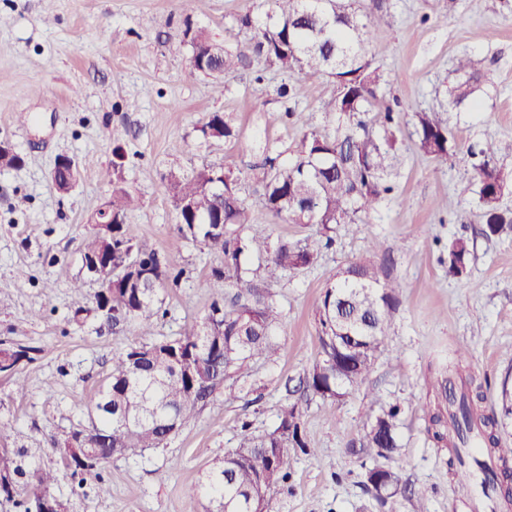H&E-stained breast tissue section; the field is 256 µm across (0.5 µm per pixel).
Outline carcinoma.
<instances>
[{"label":"carcinoma","mask_w":512,"mask_h":512,"mask_svg":"<svg viewBox=\"0 0 512 512\" xmlns=\"http://www.w3.org/2000/svg\"><path fill=\"white\" fill-rule=\"evenodd\" d=\"M381 0H366L362 9L355 0H271L269 21L256 23L251 16L239 19L240 26L251 31L255 53L276 70L292 74H326V91L338 107L337 128L333 135L311 131L304 135L297 159L284 166H269L261 171L264 182V208L275 217H286L295 224H319L326 243L337 224H347L353 232L361 231L358 213L372 208L394 188L387 176L394 166L396 135L392 109L384 104L383 79L368 57V26L359 11L375 16ZM191 69L208 73L217 61L224 75L230 76L243 66V58L229 50L210 52L211 43L202 33L189 40ZM457 71L463 78L450 91L451 103L471 102L481 90V76L469 58L459 60ZM364 112L376 113L379 132L369 129L358 118ZM205 126L218 136L234 138V128L220 112L212 113ZM414 128L420 151L437 160L454 155L455 138L448 123L437 112L414 113ZM123 131L112 129V168L104 178L121 180L125 156L121 142ZM512 154V141L487 142L472 163V174L483 234L488 237H512V211L500 207L502 190L512 187V171L498 164L499 155ZM221 167L199 170L191 176L170 175L168 191L183 223L177 225L182 238L203 244L224 256V268L213 277L240 288L230 302L215 300L209 313H220L212 325L199 323L181 334L155 342L136 336L122 350L112 355L107 382L89 400L99 429V460L86 463L76 457L62 458L71 478L81 488L96 484L97 493L107 495L109 486L100 475L101 467L112 461L114 447L161 448L168 440L170 418L183 426L204 407L224 380L238 374L245 362L256 355L272 356L276 348L271 331L279 313L273 299L258 289L249 271L242 267L240 255L248 249L265 257L263 270L273 278L280 271L298 270L314 264L316 254L308 246L288 241L275 244L254 234L242 242L245 208L239 195L238 179L217 183L213 175ZM136 197L123 187L112 192V294L106 299L110 313L105 321L117 327L135 320L144 327L167 314L160 289L178 283L182 271L154 252L140 249L128 236L124 217L133 208ZM132 256L140 258V269L127 270ZM470 246L456 238L448 244V272L461 277L466 271ZM392 258L382 254L351 263L354 272L365 280H382L385 306H375L358 295L360 284L354 279L331 281L315 305L321 326L332 324L338 330L342 351L327 349L322 353L346 363L345 379L338 380L332 369L318 360L307 376V386L323 398L334 399L342 391L360 386L370 373L381 339L399 304V288L388 279ZM36 348L21 346L14 350L16 359L0 370L13 381L16 391L27 390L26 378L19 369L23 359H32ZM469 349L460 346L453 352L454 371L440 383L442 401L426 406L435 426L434 437L448 444L451 463L469 475L490 471L480 457L508 468L512 448L501 445L495 419L483 414L472 396L475 379L463 375ZM398 409L394 406L379 413L360 439L353 443L355 453L387 459L397 450ZM305 448L296 406L284 410L277 428L261 437L242 424L237 448L224 455V465L209 476L211 501L216 512H249L257 485V468L266 461V449L276 448L271 463L278 470L274 483L265 487L261 498L263 512L277 500L280 485L288 479L292 467L290 448ZM20 451L0 450V496L13 498L16 477L23 474ZM56 475L40 469L30 476L25 498L16 502L19 512H40V503L54 493Z\"/></svg>","instance_id":"cac0c4a2"}]
</instances>
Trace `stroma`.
Returning a JSON list of instances; mask_svg holds the SVG:
<instances>
[{
    "mask_svg": "<svg viewBox=\"0 0 512 512\" xmlns=\"http://www.w3.org/2000/svg\"><path fill=\"white\" fill-rule=\"evenodd\" d=\"M268 0H0V140L24 163L0 169V343L32 346L23 362L25 394L0 376V421L13 423L10 448L24 449L27 472L58 471L55 495L70 512H206V477L236 448L239 427L272 432L283 407L294 405L308 452H295L290 477L272 512H460L450 453L433 437L422 411L453 350L469 346L467 371L481 383V408L495 416L499 436L512 445V239L482 233L467 149L512 138V0H383V18L370 26L369 57L385 78L394 112L398 158L394 192L363 212V230L336 227L326 245L317 225L273 217L251 165L270 156L289 163L305 132L335 133L326 76L284 75L255 54L238 20L263 22ZM205 33L246 55L232 77L190 71L188 38ZM470 57L482 75L476 103L449 109L456 61ZM223 92H216V83ZM288 86L289 96L278 94ZM446 113L456 153L440 161L417 146L413 115ZM27 125H19L17 113ZM223 113L238 131L227 141L201 131L210 113ZM126 131L122 184L138 198L128 231L141 248L169 257L184 274L162 288L168 314L141 329L109 327L93 314L97 284L83 265L91 215L112 196L102 171L112 164L113 128ZM79 167L75 187L58 193L51 172L60 156ZM224 165L239 178L245 235L309 244L315 263L265 281L280 311L272 331L273 359L253 357L227 381L195 421L167 445L113 458L94 484L75 488L61 469L57 447L88 426L90 397L105 383L113 353L132 336L160 341L201 322L213 291L205 283L223 267L221 255L181 238L167 191L170 172L189 174ZM470 241L465 277L448 272V243ZM390 252V276L400 304L382 351L359 388L334 399L299 389L320 355L314 303L330 278L372 245ZM84 280L81 291L72 283ZM87 310L75 324L76 310ZM397 407L399 448L385 467L405 490L380 505L365 473L376 459L351 452L354 439L382 409Z\"/></svg>",
    "mask_w": 512,
    "mask_h": 512,
    "instance_id": "stroma-1",
    "label": "stroma"
}]
</instances>
